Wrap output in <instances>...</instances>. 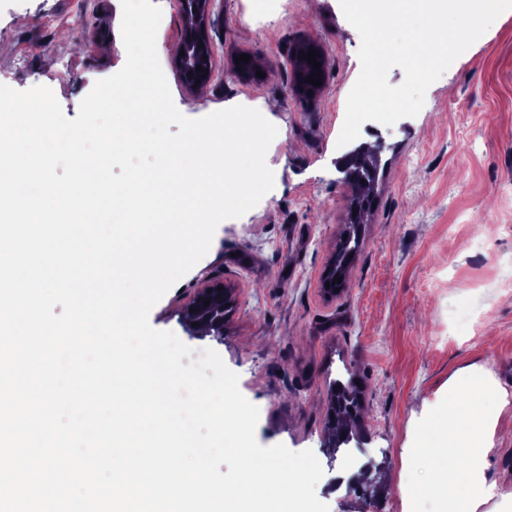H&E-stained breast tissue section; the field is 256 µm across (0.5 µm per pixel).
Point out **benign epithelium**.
Instances as JSON below:
<instances>
[{
    "label": "benign epithelium",
    "instance_id": "1",
    "mask_svg": "<svg viewBox=\"0 0 512 512\" xmlns=\"http://www.w3.org/2000/svg\"><path fill=\"white\" fill-rule=\"evenodd\" d=\"M222 0H185V9L182 12V25L184 36L180 48L184 50V56H176V70L187 88H192L195 83L205 86L211 83L214 70L213 60L217 49L210 35V30L219 24ZM207 58L208 65L201 71H196L198 60ZM193 76H188V73ZM341 277V282H336L335 277ZM323 281L331 282L328 294L335 291L346 290L349 281L348 266H343L339 272H334L333 267H328ZM220 283L208 280L196 285L194 295L185 308L184 316L190 323L203 326L211 321L217 313H224L226 304L233 303L235 287L225 285L218 289ZM210 304H205V300Z\"/></svg>",
    "mask_w": 512,
    "mask_h": 512
}]
</instances>
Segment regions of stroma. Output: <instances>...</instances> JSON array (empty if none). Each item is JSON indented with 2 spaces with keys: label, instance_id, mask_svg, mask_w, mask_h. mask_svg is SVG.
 <instances>
[{
  "label": "stroma",
  "instance_id": "stroma-1",
  "mask_svg": "<svg viewBox=\"0 0 512 512\" xmlns=\"http://www.w3.org/2000/svg\"><path fill=\"white\" fill-rule=\"evenodd\" d=\"M162 10L156 47L181 113L199 118L227 102L256 100L278 129L266 162L275 185L239 218L221 222L208 254L152 308L155 329L217 351L260 410L256 439L313 450L329 512H444L436 494L402 498L399 483L435 481L409 459L436 442L448 380L476 366L512 395V14L499 16L427 90L413 118L381 138L375 206L350 282L336 295L324 273L349 216L352 189L336 161L361 40L339 0H224L212 29L215 74L185 89L173 54L179 0ZM120 0H0V84L50 88L75 118L94 83L126 61ZM315 44L327 62L317 96L295 88L292 48ZM257 62L246 78L232 57ZM238 287L220 336L183 324L194 281ZM362 386L360 468L341 470L325 446L329 383ZM489 470L491 501L512 490V405L500 418ZM348 475L350 494L334 477Z\"/></svg>",
  "mask_w": 512,
  "mask_h": 512
}]
</instances>
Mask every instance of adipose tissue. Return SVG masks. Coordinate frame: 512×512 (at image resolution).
I'll return each instance as SVG.
<instances>
[{
  "label": "adipose tissue",
  "mask_w": 512,
  "mask_h": 512,
  "mask_svg": "<svg viewBox=\"0 0 512 512\" xmlns=\"http://www.w3.org/2000/svg\"><path fill=\"white\" fill-rule=\"evenodd\" d=\"M512 396L488 380L477 368L456 372L448 382V411L437 427L448 437L443 448L422 451L423 461L446 484L431 483L427 490L444 493L448 512H479L484 498L478 492L490 479L489 452L499 419Z\"/></svg>",
  "instance_id": "obj_1"
}]
</instances>
